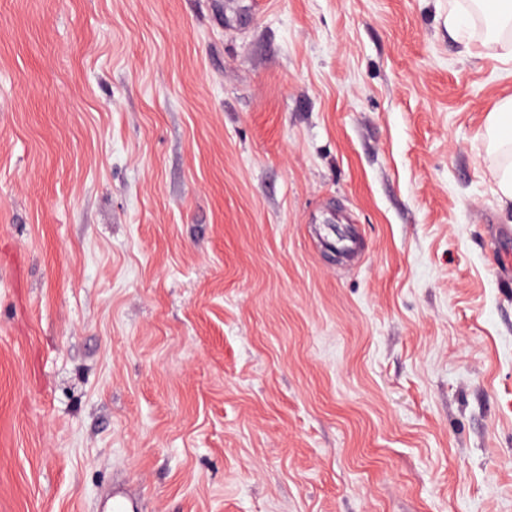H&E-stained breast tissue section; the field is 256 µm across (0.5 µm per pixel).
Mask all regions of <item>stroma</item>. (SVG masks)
Instances as JSON below:
<instances>
[{"label": "stroma", "mask_w": 512, "mask_h": 512, "mask_svg": "<svg viewBox=\"0 0 512 512\" xmlns=\"http://www.w3.org/2000/svg\"><path fill=\"white\" fill-rule=\"evenodd\" d=\"M497 52L448 0H0V512H512Z\"/></svg>", "instance_id": "35a3bbf8"}]
</instances>
